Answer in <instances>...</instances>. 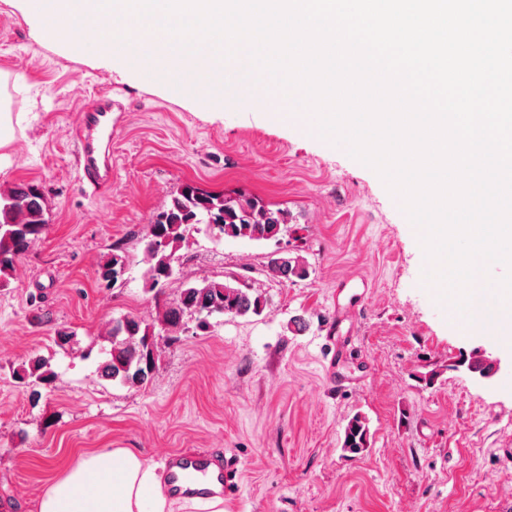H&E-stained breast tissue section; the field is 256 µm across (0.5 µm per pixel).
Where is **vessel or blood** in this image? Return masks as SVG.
Segmentation results:
<instances>
[{
	"label": "vessel or blood",
	"mask_w": 512,
	"mask_h": 512,
	"mask_svg": "<svg viewBox=\"0 0 512 512\" xmlns=\"http://www.w3.org/2000/svg\"><path fill=\"white\" fill-rule=\"evenodd\" d=\"M79 174L92 192L101 193L112 183V160L102 144L112 141V108L85 111L75 132ZM171 493L207 500L224 487V468L205 452L169 454L166 460Z\"/></svg>",
	"instance_id": "1"
}]
</instances>
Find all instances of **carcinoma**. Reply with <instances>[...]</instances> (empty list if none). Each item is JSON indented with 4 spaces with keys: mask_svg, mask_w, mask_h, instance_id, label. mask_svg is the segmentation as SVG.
<instances>
[{
    "mask_svg": "<svg viewBox=\"0 0 512 512\" xmlns=\"http://www.w3.org/2000/svg\"><path fill=\"white\" fill-rule=\"evenodd\" d=\"M46 203L43 195L30 184L18 183L0 190V286L8 282L16 261L29 249L45 229ZM205 226V232L216 239L276 240L288 231V212L273 210L257 198L226 197L205 192L186 183L172 195L170 202L158 210L146 225L142 239L149 262L150 290L169 280V271L181 261L177 251L188 236ZM127 258L117 253L99 266V283L114 288V276L125 272ZM269 272L282 281L306 276L303 258L290 250H279L269 256ZM266 307L261 289L239 281H209L181 289L176 302L158 315V322L170 343L180 341L187 321L197 323L206 334L209 317L259 315ZM111 349L102 365L110 380L129 388H141L156 370L157 346L149 325L136 315L112 319L109 330ZM21 381L49 384L55 373L48 362L34 357L16 371ZM370 445V432L365 417L353 415L344 428L342 448L352 454Z\"/></svg>",
    "mask_w": 512,
    "mask_h": 512,
    "instance_id": "cac0c4a2",
    "label": "carcinoma"
}]
</instances>
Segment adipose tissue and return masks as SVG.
<instances>
[{
    "label": "adipose tissue",
    "mask_w": 512,
    "mask_h": 512,
    "mask_svg": "<svg viewBox=\"0 0 512 512\" xmlns=\"http://www.w3.org/2000/svg\"><path fill=\"white\" fill-rule=\"evenodd\" d=\"M163 474L130 448L84 450L55 472L38 495L34 512H224V500L174 499Z\"/></svg>",
    "instance_id": "adipose-tissue-1"
}]
</instances>
